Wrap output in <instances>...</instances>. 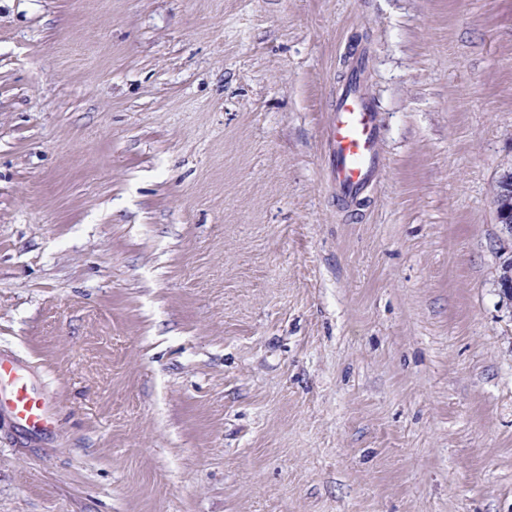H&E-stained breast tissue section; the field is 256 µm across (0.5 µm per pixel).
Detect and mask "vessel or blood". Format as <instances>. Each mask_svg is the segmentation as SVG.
<instances>
[{
    "label": "vessel or blood",
    "instance_id": "obj_1",
    "mask_svg": "<svg viewBox=\"0 0 512 512\" xmlns=\"http://www.w3.org/2000/svg\"><path fill=\"white\" fill-rule=\"evenodd\" d=\"M379 126L370 102L349 85L336 101L331 155L336 186L349 198L373 183L380 159L376 151ZM59 421L53 395L36 384L13 358L0 353V422L29 443L43 442Z\"/></svg>",
    "mask_w": 512,
    "mask_h": 512
}]
</instances>
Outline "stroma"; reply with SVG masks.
Segmentation results:
<instances>
[{
    "instance_id": "1",
    "label": "stroma",
    "mask_w": 512,
    "mask_h": 512,
    "mask_svg": "<svg viewBox=\"0 0 512 512\" xmlns=\"http://www.w3.org/2000/svg\"><path fill=\"white\" fill-rule=\"evenodd\" d=\"M509 168L512 0H0V512H512ZM331 155L336 186L345 197H355L373 183L380 159L376 151L379 126L370 102L350 84L336 101ZM497 218L506 235L512 238V170L506 171L499 180L495 193ZM28 443L44 442L55 432L59 415L53 395L36 384L13 358L0 353V422Z\"/></svg>"
}]
</instances>
